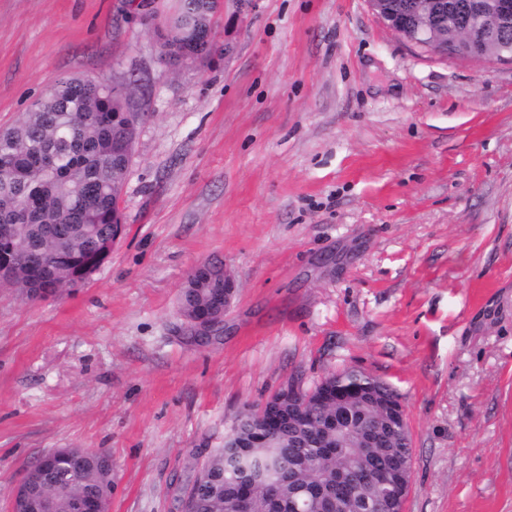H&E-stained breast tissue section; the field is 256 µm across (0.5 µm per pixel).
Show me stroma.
<instances>
[{
    "label": "stroma",
    "instance_id": "35a3bbf8",
    "mask_svg": "<svg viewBox=\"0 0 512 512\" xmlns=\"http://www.w3.org/2000/svg\"><path fill=\"white\" fill-rule=\"evenodd\" d=\"M172 0H0V129L55 79L135 76L127 231L83 286L0 287V512L58 448L110 512H179L239 414L357 367L400 396L404 512H512V63L431 56L368 0H223L203 61ZM236 283L199 344L177 311ZM177 11L166 19V34L160 44L159 56L170 65H179L180 59L196 53L199 36L210 26L220 12V0H178ZM208 279L214 288H207L208 281L199 272V265L195 266L186 278V283L191 280L195 282V288H181L178 300V309L180 314L187 315L197 306L212 303L214 295L212 290L224 288V310L226 311L232 304L235 295V282L224 275V265L219 261H205ZM190 330L200 341L208 340L218 328L224 323V311L217 319H211V316L202 315L197 318H188L183 316Z\"/></svg>",
    "mask_w": 512,
    "mask_h": 512
}]
</instances>
